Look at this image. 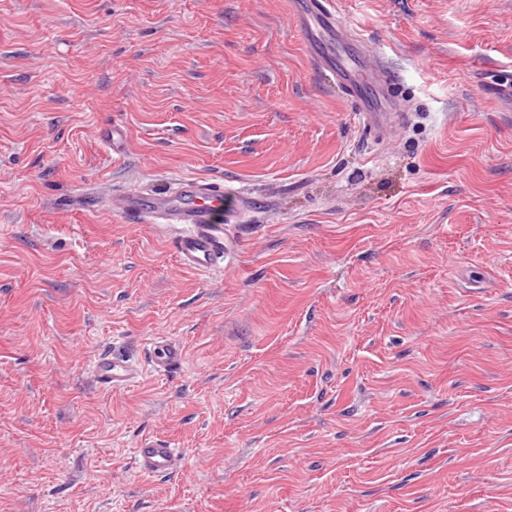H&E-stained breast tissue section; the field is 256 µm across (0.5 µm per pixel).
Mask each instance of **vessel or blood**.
<instances>
[{"label":"vessel or blood","instance_id":"1","mask_svg":"<svg viewBox=\"0 0 512 512\" xmlns=\"http://www.w3.org/2000/svg\"><path fill=\"white\" fill-rule=\"evenodd\" d=\"M295 27L315 66L345 88L360 127L368 135L395 139L408 115L385 101L383 92L397 80L385 55L371 53L360 34L339 20L335 0H290ZM223 183L183 178L173 188L154 192L132 182L106 194L104 203L133 220H149L168 231V245L186 269L204 274L223 272L239 257L231 225L247 222L259 200L245 196L233 212H225ZM181 345L165 337L150 339L144 361L113 352L98 354L90 372L99 388L118 391L138 381L146 372L167 375L183 363ZM140 475L173 473L180 465L178 449L161 440L142 441L133 451Z\"/></svg>","mask_w":512,"mask_h":512}]
</instances>
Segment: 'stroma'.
Returning <instances> with one entry per match:
<instances>
[{
  "label": "stroma",
  "mask_w": 512,
  "mask_h": 512,
  "mask_svg": "<svg viewBox=\"0 0 512 512\" xmlns=\"http://www.w3.org/2000/svg\"><path fill=\"white\" fill-rule=\"evenodd\" d=\"M288 3L0 0V512H512V0H338L384 142ZM182 177L268 201L223 274L79 203ZM155 336L179 370L94 388ZM289 3L295 27L311 60L336 85L348 90L363 131L370 137L380 134L386 140H394L404 127L408 113L384 99V90L398 77L386 56L371 53L360 34L340 22L335 1L290 0ZM350 46L357 48V54L339 53ZM137 472L142 476L171 474L180 465L178 448L161 440H144L133 451Z\"/></svg>",
  "instance_id": "obj_1"
}]
</instances>
